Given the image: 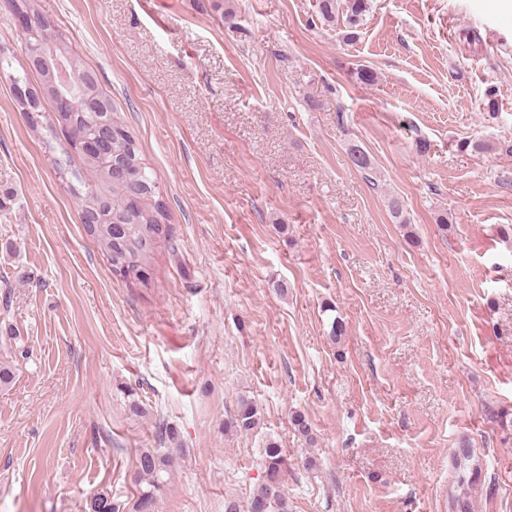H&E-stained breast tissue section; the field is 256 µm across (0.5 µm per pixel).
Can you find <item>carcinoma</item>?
Returning <instances> with one entry per match:
<instances>
[{
	"label": "carcinoma",
	"mask_w": 512,
	"mask_h": 512,
	"mask_svg": "<svg viewBox=\"0 0 512 512\" xmlns=\"http://www.w3.org/2000/svg\"><path fill=\"white\" fill-rule=\"evenodd\" d=\"M20 5L35 19L34 31L24 38V47L50 37L57 43L71 72L72 80L81 85L80 91L61 103L51 93L50 87L57 77L47 69L36 70V84L46 91L43 101L34 104L29 98L14 96L16 108L23 111L36 108L31 126L44 132L46 141H52L57 130L66 134L67 147L60 155L52 154V162L67 191L81 206L84 233L100 247L112 271L124 273V281L149 287L147 271L155 261V252L164 235L163 226L169 213L163 201L161 186L142 158L135 137L117 117L112 100L99 84L85 82L88 68L58 34L52 32L50 22L34 7L33 0H19ZM316 13L328 25L343 24L349 32L344 39L354 38L350 28L357 25L369 9L368 0H317ZM0 72L12 88L30 84L28 74L13 71L12 56L0 48ZM112 122V155L92 157L87 153V140L94 136L100 122ZM83 161V170L71 168V154ZM354 168L368 175L373 162L368 153L353 144L348 150ZM120 157L125 163L128 179L110 180L111 157ZM259 423L257 405L247 396L239 397L235 415L224 421V430L249 432ZM463 465L455 469V479L449 488L451 512H470L474 485L482 472L483 460L463 444L458 453ZM265 478L251 491L246 512H291V505L284 489L283 476L288 468V457L274 442L268 443L263 452ZM170 456L167 450L144 448L136 457L140 483L139 496L133 512H154L157 497L163 490L168 473ZM121 505L109 495L100 493L91 502L92 512H120Z\"/></svg>",
	"instance_id": "obj_1"
}]
</instances>
